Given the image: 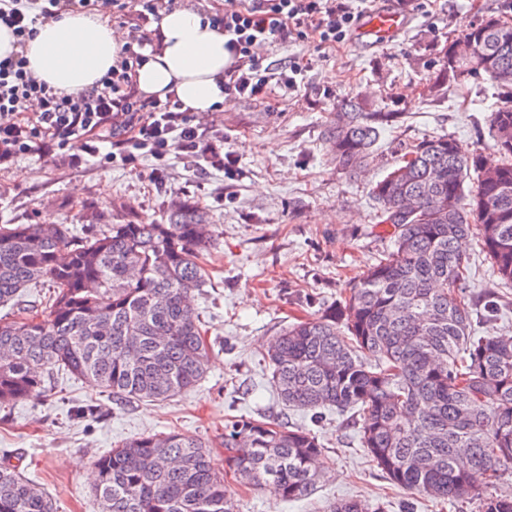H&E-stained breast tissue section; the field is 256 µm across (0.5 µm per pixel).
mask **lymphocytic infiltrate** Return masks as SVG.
<instances>
[{
    "label": "lymphocytic infiltrate",
    "instance_id": "obj_1",
    "mask_svg": "<svg viewBox=\"0 0 512 512\" xmlns=\"http://www.w3.org/2000/svg\"><path fill=\"white\" fill-rule=\"evenodd\" d=\"M87 0H0V24L9 28L18 52L0 60V168L37 153L49 156L78 146L103 164H132L141 156L164 164L179 150L221 169L225 155L213 129L195 123L173 99H146L134 84L150 44L139 35L96 85L74 96L62 95L33 76L23 52L42 20L61 15ZM360 19L352 0H224L212 18L224 29L233 63L224 71V91L243 98L264 97L271 85L290 92L302 73L299 62L261 66L258 47L303 39L321 48L342 44Z\"/></svg>",
    "mask_w": 512,
    "mask_h": 512
}]
</instances>
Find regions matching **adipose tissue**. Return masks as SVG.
Wrapping results in <instances>:
<instances>
[{
    "label": "adipose tissue",
    "instance_id": "obj_1",
    "mask_svg": "<svg viewBox=\"0 0 512 512\" xmlns=\"http://www.w3.org/2000/svg\"><path fill=\"white\" fill-rule=\"evenodd\" d=\"M153 28L158 42L135 74L142 95L177 99L186 112L223 107L224 69L231 63L223 28L187 8L161 13ZM127 49L99 14L79 11L40 24L25 54L38 79L69 95L94 85Z\"/></svg>",
    "mask_w": 512,
    "mask_h": 512
}]
</instances>
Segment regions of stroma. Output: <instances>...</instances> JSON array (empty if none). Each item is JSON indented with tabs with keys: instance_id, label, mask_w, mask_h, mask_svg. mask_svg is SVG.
I'll use <instances>...</instances> for the list:
<instances>
[{
	"instance_id": "35a3bbf8",
	"label": "stroma",
	"mask_w": 512,
	"mask_h": 512,
	"mask_svg": "<svg viewBox=\"0 0 512 512\" xmlns=\"http://www.w3.org/2000/svg\"><path fill=\"white\" fill-rule=\"evenodd\" d=\"M408 26L377 45L348 38L334 49L309 41L272 43L264 63L303 61L298 90L272 88L265 98L227 96L223 110L201 115L230 153L229 172L198 171L193 158L171 151L161 180L152 161L103 167L71 164L69 156L23 157L0 170V224L50 220L74 231L91 224L161 219L171 201L206 207L215 232L199 262L207 273L194 307L214 354L197 387L162 402L116 404L89 381L59 372L45 392L0 409V465L22 474L55 499L58 512H101L86 474L99 454L148 433L175 431L211 445L225 469L224 423L246 416L310 429L323 443L322 479L308 498L276 500L227 479L238 512H327L340 499L383 505L385 512H478L471 500L450 503L411 496L370 462L350 414L285 410L269 383L267 345L289 324L343 300L354 282L391 245L379 222L372 187L406 147L448 134L463 150L498 162L489 130L498 89L468 79L429 90L450 40L469 25L512 20V0H412ZM396 119L365 169L340 170L327 132L342 101ZM465 291L474 322L487 300L498 312L492 328L512 335V288L498 284L478 245L468 251Z\"/></svg>"
}]
</instances>
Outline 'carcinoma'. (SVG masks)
<instances>
[{"mask_svg":"<svg viewBox=\"0 0 512 512\" xmlns=\"http://www.w3.org/2000/svg\"><path fill=\"white\" fill-rule=\"evenodd\" d=\"M480 54L471 76L502 92L489 116L501 162L482 164L443 135L410 146L373 186L393 249L343 301L288 327L267 348L282 405L353 411L370 461L411 495L475 500L479 512H512L497 484L512 472V336L476 335L464 285V244L474 240L504 288L512 287V28L485 20L465 29ZM328 147L336 166L366 167L394 112L344 100ZM412 197L416 213L401 212ZM214 239L205 208L171 204L166 220L107 224L84 237L63 224L0 226V304L49 283L39 313L0 318V407L44 390L52 370L86 378L125 401H164L206 375L212 347L192 303L205 284L198 259ZM235 478L270 486L279 500L316 489L323 447L309 429L240 418L224 425ZM102 512H237L210 444L175 432L125 441L94 460ZM485 483H473L474 473ZM0 512H58L52 496L0 467ZM329 512H370L339 500Z\"/></svg>","mask_w":512,"mask_h":512,"instance_id":"1","label":"carcinoma"}]
</instances>
